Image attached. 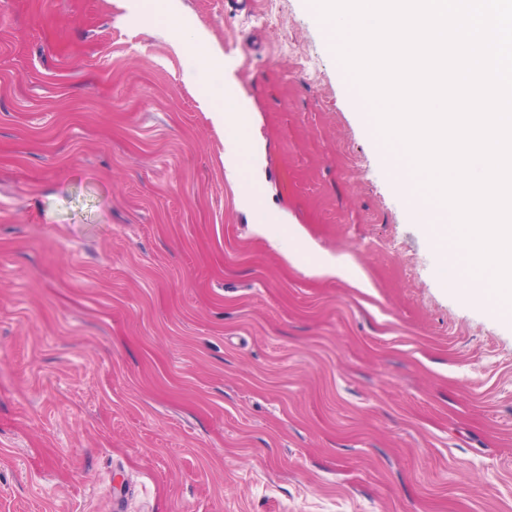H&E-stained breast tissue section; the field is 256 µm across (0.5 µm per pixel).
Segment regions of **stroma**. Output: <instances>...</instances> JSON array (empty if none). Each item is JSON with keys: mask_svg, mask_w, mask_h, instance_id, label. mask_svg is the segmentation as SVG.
Segmentation results:
<instances>
[{"mask_svg": "<svg viewBox=\"0 0 512 512\" xmlns=\"http://www.w3.org/2000/svg\"><path fill=\"white\" fill-rule=\"evenodd\" d=\"M441 262L314 0H0V512H512V317ZM240 106L241 104L237 94L236 96L227 95L226 98L224 97V106L220 109H212L209 113L217 126H244L247 120V113L245 112L248 111L241 110V112H238ZM349 266V262L343 256L325 255L318 259L312 270L319 275L341 277Z\"/></svg>", "mask_w": 512, "mask_h": 512, "instance_id": "1", "label": "stroma"}]
</instances>
